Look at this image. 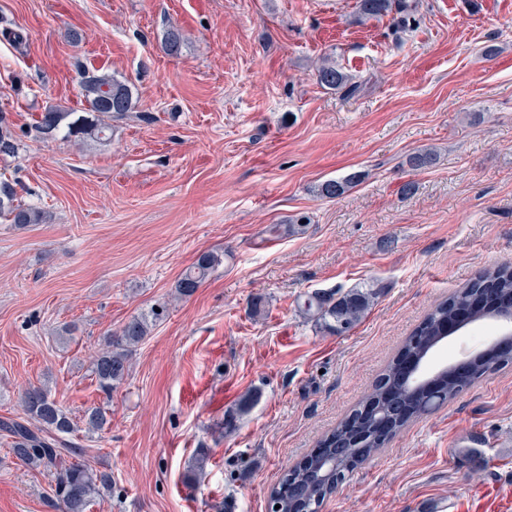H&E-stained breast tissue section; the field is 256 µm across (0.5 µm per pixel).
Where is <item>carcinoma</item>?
<instances>
[{"label": "carcinoma", "mask_w": 512, "mask_h": 512, "mask_svg": "<svg viewBox=\"0 0 512 512\" xmlns=\"http://www.w3.org/2000/svg\"><path fill=\"white\" fill-rule=\"evenodd\" d=\"M358 9L365 19L382 18L394 11L399 14L398 22L404 25L412 18L416 4L412 0H358ZM316 77L321 86L342 90L349 96L359 89L350 82L346 73L326 58L316 68ZM82 90L87 108L72 112L59 105L51 106L33 124L36 133L44 138L61 134L66 138L109 141L111 125L105 119L123 117L134 108L130 86L115 75L92 72L84 76ZM109 92L112 93L110 105L103 100ZM11 126L7 113L1 111L0 155L3 156H11L18 151ZM357 181L356 174L327 180L319 186V194L326 198L339 197ZM0 218L23 226L43 224L47 214L40 208L23 203L12 183L0 181ZM221 262L222 256L217 253H201L177 281V294L192 296ZM481 288H490L497 298L512 301V268L504 267L487 273L429 311L407 339L399 356L384 369L362 407L326 436L309 456L308 466L291 469L279 482L271 493L269 512H300L301 506L318 508L326 496L336 490V480L323 477V464L320 463L321 456L329 452L331 445H341L340 456L332 458V470L341 471L346 477L356 464L374 455L411 421L452 401L471 382L509 360V356L497 355L487 349L478 354V360L470 363L471 371L465 379L453 376V370L447 368L417 388L410 387L400 372L401 362L424 358L422 342H432L448 335L446 326L455 320V310L467 306L471 298L478 296ZM381 291L382 286L372 282L329 295L307 293L297 299V305L322 331L341 334L354 329ZM162 315L161 311L144 314L127 322L120 334L104 337V346L93 357L90 366L101 392L109 396L126 380L135 348L146 338L152 321ZM22 404L27 419L0 424L11 438L12 454L34 469L53 473L55 485L51 503L56 512H88L95 499L112 490V474L96 470L82 460V454L77 452L78 444L72 441L78 430L77 424L70 412L46 389L28 388L22 396ZM32 420L37 423L34 428L30 426ZM83 422L89 431L103 429L108 424L105 408L86 409Z\"/></svg>", "instance_id": "obj_1"}]
</instances>
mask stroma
Segmentation results:
<instances>
[{
    "label": "stroma",
    "mask_w": 512,
    "mask_h": 512,
    "mask_svg": "<svg viewBox=\"0 0 512 512\" xmlns=\"http://www.w3.org/2000/svg\"><path fill=\"white\" fill-rule=\"evenodd\" d=\"M172 27L185 35L175 55ZM325 57L357 94L317 83ZM87 70L127 81L134 108L107 144L41 139L45 108H83ZM1 110L20 148L0 155V177L48 220L0 222V420L24 418L31 385L77 422L107 409L109 426L75 436L112 474L89 512H267L283 472L431 305L512 265V0H417L403 26L362 18L357 0H0ZM423 150L436 161L412 169ZM351 174L344 195L319 196ZM300 213L310 224L288 233ZM207 251L223 263L177 297ZM372 281L384 292L350 332L297 308ZM158 306L165 318L104 398L91 355ZM497 333L471 326L433 361ZM248 393L257 402L225 430ZM52 482L0 433V512H53ZM320 512H512V364L404 428Z\"/></svg>",
    "instance_id": "obj_1"
}]
</instances>
